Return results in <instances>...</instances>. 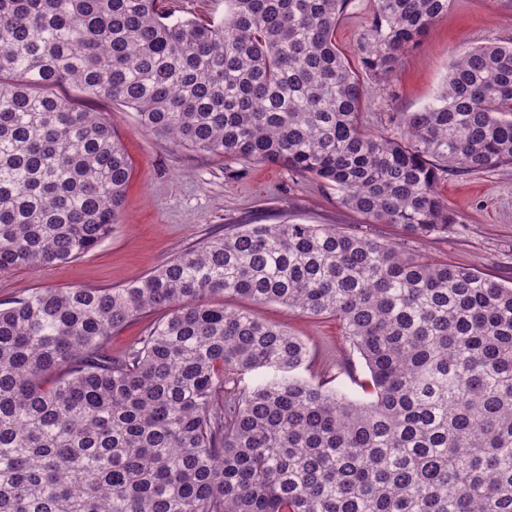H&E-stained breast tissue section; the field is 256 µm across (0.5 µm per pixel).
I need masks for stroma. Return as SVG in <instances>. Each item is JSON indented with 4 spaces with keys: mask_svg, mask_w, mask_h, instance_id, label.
<instances>
[{
    "mask_svg": "<svg viewBox=\"0 0 512 512\" xmlns=\"http://www.w3.org/2000/svg\"><path fill=\"white\" fill-rule=\"evenodd\" d=\"M375 8L376 0H352L336 25V47L351 63L360 60ZM511 42L512 0H452L447 15L391 75L366 79L363 125L386 129L392 116L423 108L438 93L458 54ZM88 106L109 113L133 162L120 220L98 248L76 260L38 272L18 268L0 274L1 303L35 288L121 287L186 248L223 234L228 224H363L358 213L339 203L334 189L316 179L161 140L117 102L99 99ZM440 192L463 217L447 236L408 240L394 224H363L365 232L404 244L409 252L475 266L497 281L512 282V167L444 176ZM259 313L316 346L314 376L335 373L337 362L346 357L356 371H363L362 359L350 353L335 321L313 320L276 303L260 307Z\"/></svg>",
    "mask_w": 512,
    "mask_h": 512,
    "instance_id": "stroma-1",
    "label": "stroma"
}]
</instances>
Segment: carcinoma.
<instances>
[{
  "label": "carcinoma",
  "mask_w": 512,
  "mask_h": 512,
  "mask_svg": "<svg viewBox=\"0 0 512 512\" xmlns=\"http://www.w3.org/2000/svg\"><path fill=\"white\" fill-rule=\"evenodd\" d=\"M351 0H0V272L96 249L133 163L110 99L155 135L321 180L407 237L461 216L450 172L512 165V46L454 59L403 135L360 114L450 0H376L352 67ZM227 298L333 318L362 395ZM157 313L120 358L112 335ZM255 375L224 390V374ZM0 512H512V285L354 226L233 224L120 288H36L0 308ZM174 18L224 20V0H168ZM352 3L340 17L335 32L336 48L357 66L361 57L363 35L370 27L375 0H351Z\"/></svg>",
  "instance_id": "obj_1"
}]
</instances>
